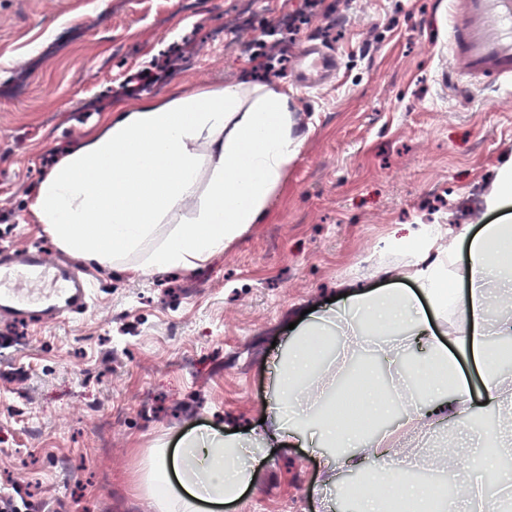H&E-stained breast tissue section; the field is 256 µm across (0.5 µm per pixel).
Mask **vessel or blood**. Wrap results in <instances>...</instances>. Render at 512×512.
Instances as JSON below:
<instances>
[{
  "mask_svg": "<svg viewBox=\"0 0 512 512\" xmlns=\"http://www.w3.org/2000/svg\"><path fill=\"white\" fill-rule=\"evenodd\" d=\"M448 56L460 77L512 92V0H452ZM88 279L66 264L48 262L43 252L0 257V313L18 319L86 310Z\"/></svg>",
  "mask_w": 512,
  "mask_h": 512,
  "instance_id": "b4317fda",
  "label": "vessel or blood"
}]
</instances>
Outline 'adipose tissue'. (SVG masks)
<instances>
[{
	"mask_svg": "<svg viewBox=\"0 0 512 512\" xmlns=\"http://www.w3.org/2000/svg\"><path fill=\"white\" fill-rule=\"evenodd\" d=\"M295 102L263 84H239L144 97L88 131L79 148L62 156L29 201L35 223L62 250L86 263L112 266L140 278L157 270H193L261 223L297 159L303 139L295 129ZM498 223L471 237L468 288L449 294L457 277L458 245L434 252L433 240L405 252L391 290L344 296L338 312L310 315L288 339L277 368L276 397L265 423L250 429H190L176 448L150 452L149 472L132 486L151 512H201L241 498L255 478L244 443L285 448L315 446L327 483L340 463L364 469L355 496L364 512H386L393 500L424 502L426 490L403 469L385 467L395 455L390 432L355 434L331 410L335 385L326 375L328 348L317 336L334 333L335 316L351 318L354 335L386 336L377 367L363 371L361 399L369 416L385 419L396 401H409L402 429L419 434L448 420L468 421L469 390L460 378L474 362L489 407L498 410L494 442L479 449L483 489L512 495V467L499 445L512 440V373L502 371L498 338L512 336V308L494 304L490 277L512 281V166L504 167L484 198ZM448 328L440 342L435 321ZM425 347L428 358L410 369L395 392L381 387L401 347Z\"/></svg>",
	"mask_w": 512,
	"mask_h": 512,
	"instance_id": "obj_1",
	"label": "adipose tissue"
}]
</instances>
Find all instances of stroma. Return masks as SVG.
Instances as JSON below:
<instances>
[{
  "label": "stroma",
  "instance_id": "1",
  "mask_svg": "<svg viewBox=\"0 0 512 512\" xmlns=\"http://www.w3.org/2000/svg\"><path fill=\"white\" fill-rule=\"evenodd\" d=\"M449 0H0V252L54 242L27 210L52 158L116 110L110 85L268 84L291 96L304 145L262 223L193 271L133 279L72 259L88 311L0 316V498L31 512H146L123 478L160 440L259 419L290 325L341 288H391L372 257L412 233L497 221L482 196L512 164V96L460 90ZM221 65L167 75L174 43ZM338 74L304 91L308 44ZM257 458L229 512H311L308 449Z\"/></svg>",
  "mask_w": 512,
  "mask_h": 512
}]
</instances>
